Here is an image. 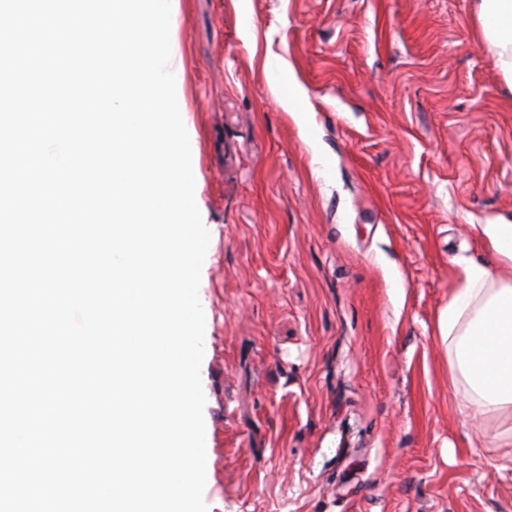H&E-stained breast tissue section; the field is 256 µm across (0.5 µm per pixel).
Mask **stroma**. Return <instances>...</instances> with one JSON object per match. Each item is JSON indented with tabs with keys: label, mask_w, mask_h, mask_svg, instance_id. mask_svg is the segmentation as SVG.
I'll use <instances>...</instances> for the list:
<instances>
[{
	"label": "stroma",
	"mask_w": 512,
	"mask_h": 512,
	"mask_svg": "<svg viewBox=\"0 0 512 512\" xmlns=\"http://www.w3.org/2000/svg\"><path fill=\"white\" fill-rule=\"evenodd\" d=\"M475 0H172L197 153L207 512H512V420L448 375L512 89ZM300 86L296 111L277 91Z\"/></svg>",
	"instance_id": "35a3bbf8"
}]
</instances>
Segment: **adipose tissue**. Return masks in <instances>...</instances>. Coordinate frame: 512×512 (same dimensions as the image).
Wrapping results in <instances>:
<instances>
[{
	"label": "adipose tissue",
	"instance_id": "obj_1",
	"mask_svg": "<svg viewBox=\"0 0 512 512\" xmlns=\"http://www.w3.org/2000/svg\"><path fill=\"white\" fill-rule=\"evenodd\" d=\"M476 11L496 64L512 86V0H476ZM440 325L451 379L464 384L478 411L512 413V282L486 266H467Z\"/></svg>",
	"mask_w": 512,
	"mask_h": 512
}]
</instances>
